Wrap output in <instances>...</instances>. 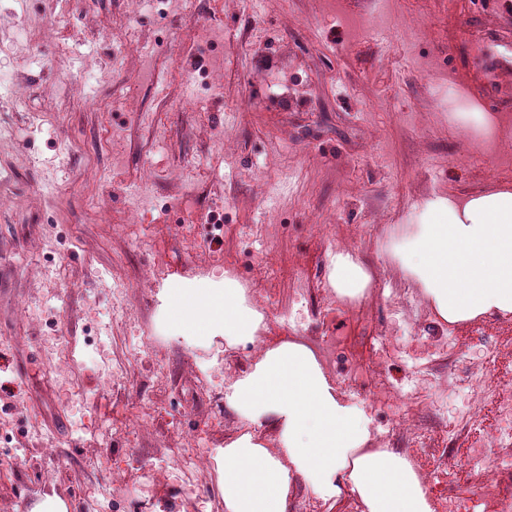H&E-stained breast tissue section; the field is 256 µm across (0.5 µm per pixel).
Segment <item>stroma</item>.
Returning a JSON list of instances; mask_svg holds the SVG:
<instances>
[{
  "instance_id": "35a3bbf8",
  "label": "stroma",
  "mask_w": 512,
  "mask_h": 512,
  "mask_svg": "<svg viewBox=\"0 0 512 512\" xmlns=\"http://www.w3.org/2000/svg\"><path fill=\"white\" fill-rule=\"evenodd\" d=\"M29 0L40 24L31 60L0 53L17 71L0 124L31 133L0 141V512H29L48 487L77 512H214L217 477L163 468L161 456L190 440L214 453L240 420L224 384L252 364L247 345H194L161 316L154 268L187 282L237 278L265 309L261 334L335 343L325 364L342 389L369 402L378 446L407 451L434 473L432 496L452 492L454 512H499L478 498L477 467L450 469L479 447L476 432L449 429L467 395L447 407L414 404L426 445L395 420L397 386L434 394L451 363L481 369L499 357L512 381V317L442 328L382 251L387 231L408 223L433 192L459 195L512 185V140L474 153L477 133L456 118L464 100L512 120V92L490 101L451 72H480L473 35L512 37L504 0ZM218 16L224 40L207 49L198 31ZM68 53H61V44ZM111 72L88 93L110 111H86L59 83L60 70ZM226 78L220 92L199 84ZM287 86L280 99L276 86ZM360 251L375 287L353 305L328 280L330 251ZM136 336L157 346L130 358ZM124 355L103 386L98 342ZM71 358V383L50 368Z\"/></svg>"
}]
</instances>
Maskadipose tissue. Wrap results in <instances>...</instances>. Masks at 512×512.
<instances>
[{
    "instance_id": "ef3b65f1",
    "label": "adipose tissue",
    "mask_w": 512,
    "mask_h": 512,
    "mask_svg": "<svg viewBox=\"0 0 512 512\" xmlns=\"http://www.w3.org/2000/svg\"><path fill=\"white\" fill-rule=\"evenodd\" d=\"M384 248L437 324L512 316V188L430 194ZM329 280L338 300L354 302L371 288L372 267L339 249L329 255ZM158 297L188 340L252 343L265 322L264 310L231 276L220 288H163ZM224 399L249 425L215 456L224 512H291L303 489L333 506L350 497L359 512H436L413 461L398 449L375 447L368 403L349 399L305 340L266 348L227 385ZM254 425L277 432L278 454L251 433Z\"/></svg>"
}]
</instances>
